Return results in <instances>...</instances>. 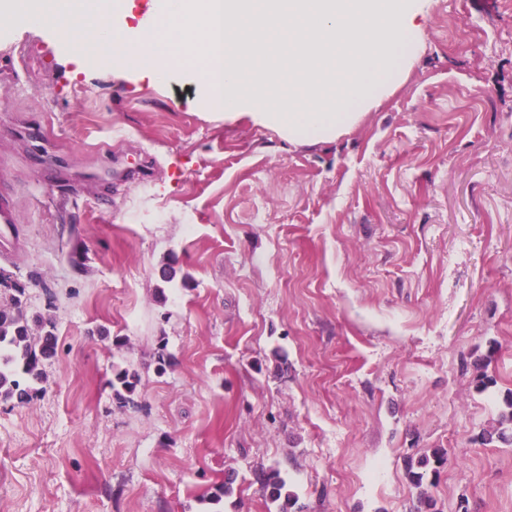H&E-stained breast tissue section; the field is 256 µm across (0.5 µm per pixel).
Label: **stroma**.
<instances>
[{
	"label": "stroma",
	"mask_w": 512,
	"mask_h": 512,
	"mask_svg": "<svg viewBox=\"0 0 512 512\" xmlns=\"http://www.w3.org/2000/svg\"><path fill=\"white\" fill-rule=\"evenodd\" d=\"M10 51L0 127L37 139H0V269L38 279L58 346L0 402V512H278L260 467L295 512H512V445L479 439L512 392V0H432L408 73L331 142L225 122L187 74L76 70L46 26L0 27ZM146 157L151 183L86 177ZM16 224H19L13 198L9 191L0 189V253L1 258L11 256L15 248ZM140 382L139 375L136 371L128 368L118 370L112 381V389L117 400L127 402L128 398L125 394H133ZM448 461L447 453L443 449H435L431 456L419 458L416 462L412 458L407 460L406 466L413 482L420 486L427 478L428 474H436L438 468L446 465ZM254 475L255 481L260 484L261 489L270 499L279 501L282 498L285 481L280 477L278 471L259 469L255 471Z\"/></svg>",
	"instance_id": "35a3bbf8"
}]
</instances>
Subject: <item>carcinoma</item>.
<instances>
[{
    "instance_id": "cac0c4a2",
    "label": "carcinoma",
    "mask_w": 512,
    "mask_h": 512,
    "mask_svg": "<svg viewBox=\"0 0 512 512\" xmlns=\"http://www.w3.org/2000/svg\"><path fill=\"white\" fill-rule=\"evenodd\" d=\"M27 288L4 271H0V400L27 402L33 397V385L43 382L44 364L56 355L58 337L52 322L42 323L38 334L32 332L26 316ZM140 382L137 372L128 368L115 373L112 389L117 400L127 402ZM508 411L501 413L498 427L481 433V440L498 439L512 443V397L506 403ZM447 453L435 449L430 456L418 460L408 459L406 466L413 482L420 486L428 474H435L446 465ZM255 481L267 496L283 500L281 512L294 506V495L283 494L285 481L280 473L259 469Z\"/></svg>"
}]
</instances>
